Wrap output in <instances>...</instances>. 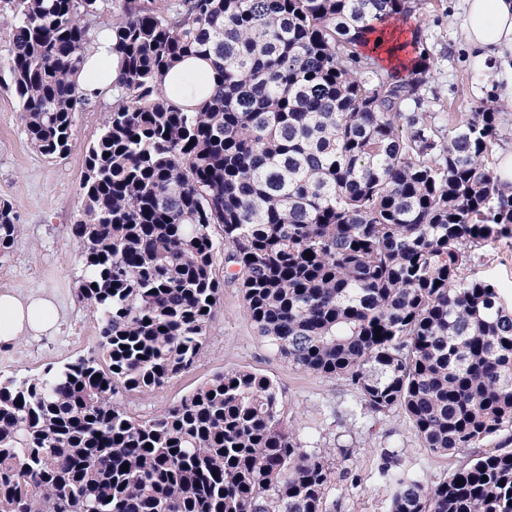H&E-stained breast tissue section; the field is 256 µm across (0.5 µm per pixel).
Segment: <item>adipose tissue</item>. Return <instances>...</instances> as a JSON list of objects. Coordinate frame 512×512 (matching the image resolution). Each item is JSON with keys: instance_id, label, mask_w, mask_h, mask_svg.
I'll list each match as a JSON object with an SVG mask.
<instances>
[{"instance_id": "obj_1", "label": "adipose tissue", "mask_w": 512, "mask_h": 512, "mask_svg": "<svg viewBox=\"0 0 512 512\" xmlns=\"http://www.w3.org/2000/svg\"><path fill=\"white\" fill-rule=\"evenodd\" d=\"M461 29L463 41L476 62L499 61L501 69L495 75L500 85L499 100L512 106V0H467ZM118 77V58L112 53L111 39L100 36L79 82L93 99ZM58 325L54 301L46 291L26 296L0 291V347H13L27 336L54 335Z\"/></svg>"}]
</instances>
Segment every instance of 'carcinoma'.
<instances>
[{
	"mask_svg": "<svg viewBox=\"0 0 512 512\" xmlns=\"http://www.w3.org/2000/svg\"><path fill=\"white\" fill-rule=\"evenodd\" d=\"M427 2L0 0V89L40 154L69 151L89 104L90 19L120 61L70 228L98 343L0 377V512H326L325 452L267 375L217 373L149 419L127 407L202 358L226 283L289 365L401 409L434 453L482 449L400 483L390 512H512V304L466 275L512 239L491 171L512 117L489 104L444 136L427 65L380 64L371 36ZM190 57L213 84L195 107L200 82L165 85ZM20 232L1 200L0 256Z\"/></svg>",
	"mask_w": 512,
	"mask_h": 512,
	"instance_id": "carcinoma-1",
	"label": "carcinoma"
}]
</instances>
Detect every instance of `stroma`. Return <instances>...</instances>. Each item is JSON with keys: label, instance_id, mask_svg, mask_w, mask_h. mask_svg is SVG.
<instances>
[{"label": "stroma", "instance_id": "1", "mask_svg": "<svg viewBox=\"0 0 512 512\" xmlns=\"http://www.w3.org/2000/svg\"><path fill=\"white\" fill-rule=\"evenodd\" d=\"M464 9V0H429L407 22L419 29L429 54L426 96L436 126L443 129L449 114L482 111L492 86L489 69L472 61L461 41ZM111 104V98L102 97L77 113L71 150L48 158L29 145L17 101L0 91V199L12 203L23 227L10 255L0 258V291L53 293L61 322L58 335L26 337L12 348H0L2 376L35 375L95 345L97 316L77 299L81 264L69 227L84 207V148L97 136ZM473 271L512 300V243L483 247ZM241 367L272 378L283 393L285 419L302 439L330 449L334 474L325 492L327 512H389L397 479L421 477L436 484L473 454L469 448L445 455L430 452L399 410L350 416V409L359 405L353 390L343 380L300 371L280 358L258 335L239 288L230 284L224 287L205 357L151 395L133 400L132 411L152 416L212 374Z\"/></svg>", "mask_w": 512, "mask_h": 512}]
</instances>
